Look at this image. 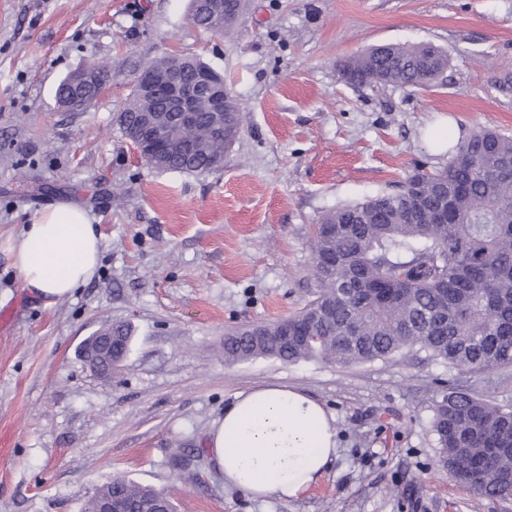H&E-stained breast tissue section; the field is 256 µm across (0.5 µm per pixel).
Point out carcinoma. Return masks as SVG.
Masks as SVG:
<instances>
[{
    "instance_id": "carcinoma-1",
    "label": "carcinoma",
    "mask_w": 512,
    "mask_h": 512,
    "mask_svg": "<svg viewBox=\"0 0 512 512\" xmlns=\"http://www.w3.org/2000/svg\"><path fill=\"white\" fill-rule=\"evenodd\" d=\"M448 65L431 44H384L344 62L345 82L429 87ZM133 85L119 125L141 112ZM196 135L178 130L166 147L167 170H214L224 139L186 149ZM408 188L378 193L325 213L312 238L313 272L322 289L288 323L311 337L257 341L253 329L224 338L229 363L273 358L340 365L389 361L415 351L450 368L486 372L512 366V137L480 128L452 147L448 167L416 170ZM446 209V221L434 213ZM433 431L443 466L463 490L512 501V408L452 389L434 406ZM109 492L126 512L169 495L125 475L101 485L84 505L95 512Z\"/></svg>"
}]
</instances>
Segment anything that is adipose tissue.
I'll return each instance as SVG.
<instances>
[{
  "label": "adipose tissue",
  "mask_w": 512,
  "mask_h": 512,
  "mask_svg": "<svg viewBox=\"0 0 512 512\" xmlns=\"http://www.w3.org/2000/svg\"><path fill=\"white\" fill-rule=\"evenodd\" d=\"M101 236L86 211L58 204L38 214L12 246L23 287L49 299L73 295L94 275ZM224 480L252 499L301 497L337 454L336 419L320 401L285 384L236 394L208 435Z\"/></svg>",
  "instance_id": "adipose-tissue-1"
}]
</instances>
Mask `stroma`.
Listing matches in <instances>:
<instances>
[{
    "instance_id": "35a3bbf8",
    "label": "stroma",
    "mask_w": 512,
    "mask_h": 512,
    "mask_svg": "<svg viewBox=\"0 0 512 512\" xmlns=\"http://www.w3.org/2000/svg\"><path fill=\"white\" fill-rule=\"evenodd\" d=\"M448 56L433 87L345 82L338 63L382 44ZM196 57L224 78L241 129L222 165L156 168L118 114L140 69ZM107 87L68 111L55 89L93 63ZM512 0H247L222 33L189 0H0V512H82L111 476L170 494L175 512H512L466 494L438 464L433 407L450 385L512 407V369L474 372L412 354L341 366L229 364L224 336L312 299L314 224L337 206L440 171L433 137L512 136ZM83 207L101 235L95 276L69 297L21 287L11 248L46 206ZM132 329L112 377L79 355L103 325ZM304 390L336 417L338 454L302 497L225 486L205 445L238 392ZM185 449L190 464L172 455Z\"/></svg>"
}]
</instances>
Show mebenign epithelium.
Listing matches in <instances>:
<instances>
[{"label":"benign epithelium","instance_id":"benign-epithelium-1","mask_svg":"<svg viewBox=\"0 0 512 512\" xmlns=\"http://www.w3.org/2000/svg\"><path fill=\"white\" fill-rule=\"evenodd\" d=\"M192 22L211 32L224 28V0H195ZM98 86V78L90 73L75 74L69 97L60 101L63 108L71 109L86 100ZM142 95L150 100H162L166 111L177 115V124L191 128L197 122L198 113H211V126L217 133L224 132V112L229 110L231 96L224 92V84H216L209 77L188 82L174 70L151 69L140 79ZM173 127L164 118V113L146 111L141 114L132 141L140 155L157 162L165 155L164 145L171 139ZM226 133V132H224ZM227 142L233 143L235 136L226 133ZM82 357L94 371L99 370L100 360L112 358L120 350L118 338L112 330L102 328L85 340Z\"/></svg>","mask_w":512,"mask_h":512}]
</instances>
